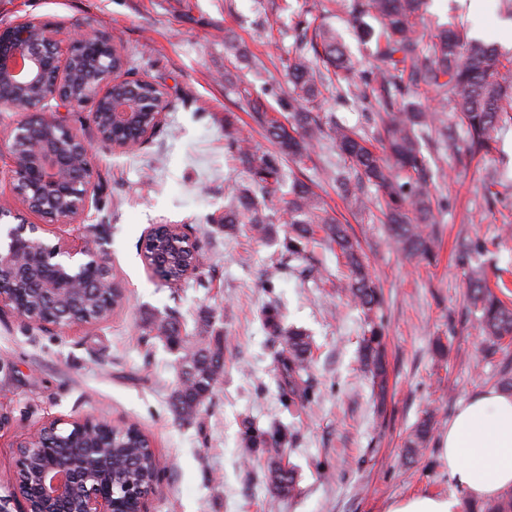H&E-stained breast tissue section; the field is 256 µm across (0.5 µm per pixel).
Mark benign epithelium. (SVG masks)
Wrapping results in <instances>:
<instances>
[{
    "mask_svg": "<svg viewBox=\"0 0 512 512\" xmlns=\"http://www.w3.org/2000/svg\"><path fill=\"white\" fill-rule=\"evenodd\" d=\"M115 41L101 33L66 37L60 26L25 19L0 28V106L26 113L10 132L0 136V154L8 158L14 193L24 211L0 208V221L16 224L0 238V311L8 309L29 323L57 328L84 326L102 320L82 311L90 289L112 297L120 284L108 262L89 243L65 239L46 243L41 224L72 223L85 210L93 185L90 143L61 121L39 112L48 99L66 108L90 107L95 142L121 150L116 130H134L146 140L163 123L166 98L143 91L147 83L118 73L109 60ZM142 246L148 266L173 284L170 267L189 277L200 267L198 247L179 224H155ZM74 426L79 434L61 437L55 421L27 435L17 447L11 495L0 496V512H147L158 481L143 485L112 466V445L100 429L112 424L86 417Z\"/></svg>",
    "mask_w": 512,
    "mask_h": 512,
    "instance_id": "7a95c632",
    "label": "benign epithelium"
}]
</instances>
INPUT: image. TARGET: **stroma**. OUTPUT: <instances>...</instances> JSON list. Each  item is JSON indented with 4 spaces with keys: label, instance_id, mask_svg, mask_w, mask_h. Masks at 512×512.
I'll return each instance as SVG.
<instances>
[{
    "label": "stroma",
    "instance_id": "1",
    "mask_svg": "<svg viewBox=\"0 0 512 512\" xmlns=\"http://www.w3.org/2000/svg\"><path fill=\"white\" fill-rule=\"evenodd\" d=\"M339 31L363 67L375 59L350 33L349 7L334 0H0V27L26 18L57 23L66 33L99 31L128 54L125 70L161 84L169 102L163 125L132 153L93 147L92 193L74 224L47 226L43 237L80 243L95 237L124 299L95 325L57 329L28 325L0 312V484L13 473L18 442L55 420L63 428L92 414L136 424L160 461L161 492L149 512H386L398 498L453 489L439 459V436L461 402L497 386L512 369V338L483 357V338L467 306L466 272L456 259L466 235L487 244V282L512 300V124L500 132L501 157L467 161L450 143L431 141V192L440 204L432 262L394 250L378 221L376 192L365 204L337 196L329 171L339 157L322 141L310 160L285 163L311 181L329 213L349 225L382 290L388 384L378 398L358 355L365 324L337 295L336 252L316 241L291 259L288 227L259 237L247 225L227 231L219 219L245 166L225 153V116L256 153L273 145L248 106L287 113L283 61L294 42L293 16L312 2ZM426 0L424 22L455 21L512 53V15L505 0ZM154 224H183L203 256L199 271L171 287L147 268L141 238ZM311 263L318 278L299 275ZM312 340L311 402L288 403L281 389L280 346L262 323L269 303ZM175 318L182 335L222 347L224 373L210 402L188 420L171 407L180 379V350L154 336L156 318ZM439 408L434 439L415 461L405 457L413 424ZM283 431L282 459L297 476L292 497L271 500L266 458L251 452L247 427Z\"/></svg>",
    "mask_w": 512,
    "mask_h": 512
}]
</instances>
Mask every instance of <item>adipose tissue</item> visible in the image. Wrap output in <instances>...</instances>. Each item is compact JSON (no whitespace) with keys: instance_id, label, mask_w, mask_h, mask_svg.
<instances>
[{"instance_id":"1","label":"adipose tissue","mask_w":512,"mask_h":512,"mask_svg":"<svg viewBox=\"0 0 512 512\" xmlns=\"http://www.w3.org/2000/svg\"><path fill=\"white\" fill-rule=\"evenodd\" d=\"M454 494L420 493L387 512H464V505L512 489V393L487 388L463 402L439 443Z\"/></svg>"}]
</instances>
